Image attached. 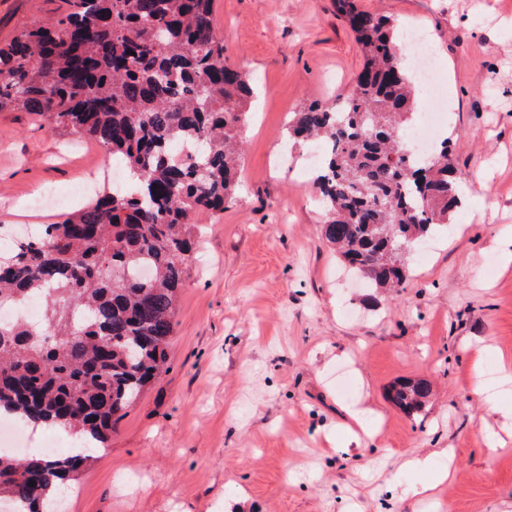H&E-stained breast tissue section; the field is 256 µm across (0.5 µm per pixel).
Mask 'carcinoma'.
Masks as SVG:
<instances>
[{
  "instance_id": "carcinoma-1",
  "label": "carcinoma",
  "mask_w": 512,
  "mask_h": 512,
  "mask_svg": "<svg viewBox=\"0 0 512 512\" xmlns=\"http://www.w3.org/2000/svg\"><path fill=\"white\" fill-rule=\"evenodd\" d=\"M67 2L0 45V112H32L48 131L89 137L129 180L0 256V308L42 305L36 325L0 319V417L5 409L25 426L88 441L58 458L0 449V502L21 512H45L166 369L196 218L234 200L237 129L253 95L224 55L214 0ZM335 4L362 47V69L339 105L309 103L287 134L328 147L313 184L343 264L369 288H399L404 255L460 206L458 176L448 138L420 158L401 138L417 82L398 31L356 0ZM143 266L152 277L139 276ZM430 395L424 378L389 391L408 414Z\"/></svg>"
}]
</instances>
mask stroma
<instances>
[{
    "label": "stroma",
    "instance_id": "1",
    "mask_svg": "<svg viewBox=\"0 0 512 512\" xmlns=\"http://www.w3.org/2000/svg\"><path fill=\"white\" fill-rule=\"evenodd\" d=\"M422 30L448 84L451 161L481 178L450 229L405 256L395 294L361 287L323 236L310 145L286 143L290 113L345 96L363 64L334 0H214L224 53L258 96L239 132L235 201L201 219L177 302L168 370L78 478L67 512H505L512 417V0H357ZM60 0H0V43ZM90 187L71 197L73 184ZM112 171L92 140L0 112V227L51 224L84 207ZM423 377L406 415L388 396ZM369 410L349 441L348 412ZM448 449L451 480L411 495L412 457ZM431 395V385L425 378H413L399 382L391 387L389 397L403 412L420 411Z\"/></svg>",
    "mask_w": 512,
    "mask_h": 512
}]
</instances>
